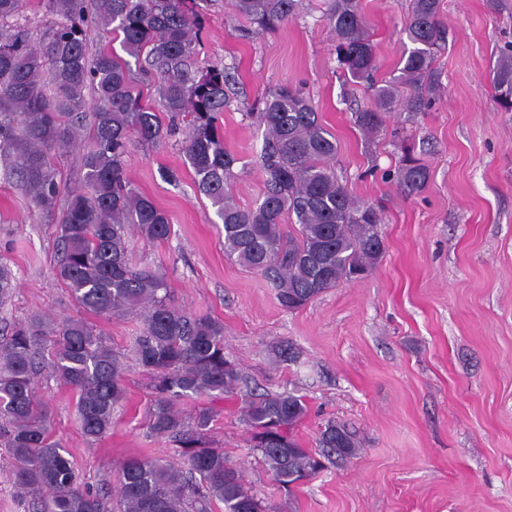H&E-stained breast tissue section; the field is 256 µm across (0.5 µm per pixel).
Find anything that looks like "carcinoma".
<instances>
[{
	"mask_svg": "<svg viewBox=\"0 0 512 512\" xmlns=\"http://www.w3.org/2000/svg\"><path fill=\"white\" fill-rule=\"evenodd\" d=\"M207 0H45L54 16L37 41L21 19L25 0H0V157L7 159L33 209L51 212L60 196L53 157L81 137L86 92L95 95L89 145L80 155L83 188L66 197L56 225L60 260L55 275L69 290L79 315L51 326L39 318L14 325L0 340V445L13 464L18 493L33 512H108L99 494L80 482L68 452L54 440L47 411L36 396L38 372L47 369L77 396L85 437L98 440L112 428L115 406L126 394L124 364L82 313L112 317L140 311L133 339L136 361L147 372L153 399L151 434L178 446L180 461L141 456L123 463L117 483L119 512H274L246 486L240 470L210 443L213 409L187 419L180 402L193 395L222 398L242 381L224 355V324L178 310L165 277L135 269L127 239L137 230L149 241L170 234L169 218L125 174L127 144L154 146L182 130V151L197 192L216 208L224 228V254L273 286L278 303L298 310L342 282L368 274L385 246L377 225L380 208L359 201L336 177V138L320 122L302 89L283 85L267 94L256 113L265 127L260 153L262 199L249 208L235 199L234 159L224 146L219 119L226 106L224 69L198 59ZM234 11L271 32L295 14L298 0H231ZM325 18L344 75L372 86L376 45L360 0H326ZM439 0H412L404 23L410 47L398 75L375 89L373 103L354 113L355 125L379 130L401 108L424 112L437 85L433 67L444 37ZM96 27L120 39L133 72L111 49L88 52ZM158 86L163 125L143 104L135 81ZM411 89L397 98V86ZM495 100L512 112V42L498 49L492 70ZM414 194L429 168L402 146L396 172ZM295 217L297 227L285 229ZM14 275L0 262V306L13 294ZM244 421L250 442L273 479L288 489L324 467L322 459L350 456L352 432L329 422L319 435L322 452L299 444L295 426L304 401L290 393L247 397Z\"/></svg>",
	"mask_w": 512,
	"mask_h": 512,
	"instance_id": "1",
	"label": "carcinoma"
}]
</instances>
